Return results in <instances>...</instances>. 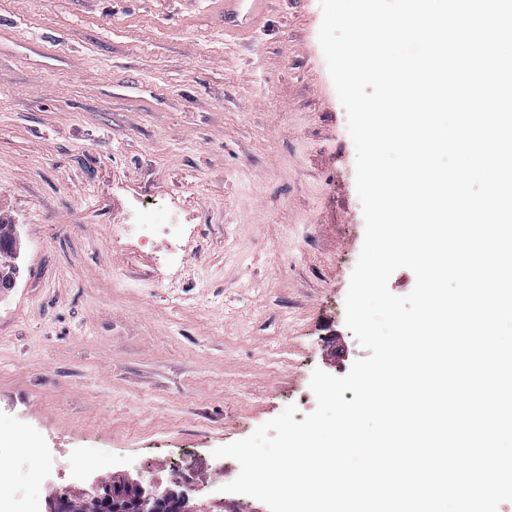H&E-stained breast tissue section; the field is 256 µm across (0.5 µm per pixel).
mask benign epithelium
<instances>
[{"mask_svg": "<svg viewBox=\"0 0 512 512\" xmlns=\"http://www.w3.org/2000/svg\"><path fill=\"white\" fill-rule=\"evenodd\" d=\"M93 500L100 506L110 505L112 512H200L184 493L153 485L145 487L139 481L128 483L123 489L104 486Z\"/></svg>", "mask_w": 512, "mask_h": 512, "instance_id": "1", "label": "benign epithelium"}]
</instances>
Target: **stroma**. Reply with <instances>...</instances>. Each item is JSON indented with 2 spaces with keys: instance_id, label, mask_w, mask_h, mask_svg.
<instances>
[{
  "instance_id": "stroma-1",
  "label": "stroma",
  "mask_w": 512,
  "mask_h": 512,
  "mask_svg": "<svg viewBox=\"0 0 512 512\" xmlns=\"http://www.w3.org/2000/svg\"><path fill=\"white\" fill-rule=\"evenodd\" d=\"M319 0H268L253 35L224 0H0V455L34 512L117 479L207 512L215 448L296 405L314 369L368 352L344 301L365 222L355 148L318 41ZM158 225L123 235L140 209ZM188 229L173 239L162 224ZM98 459L72 477V449Z\"/></svg>"
}]
</instances>
